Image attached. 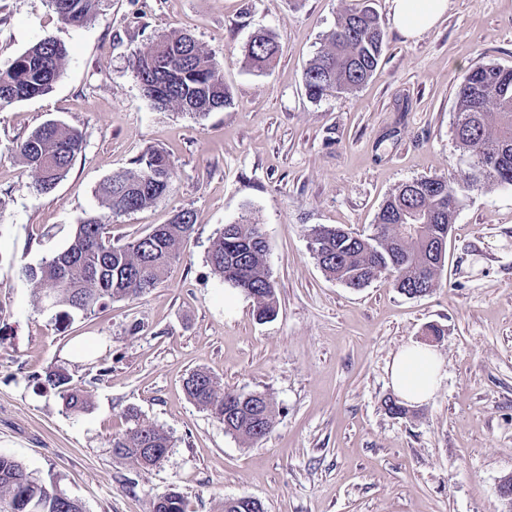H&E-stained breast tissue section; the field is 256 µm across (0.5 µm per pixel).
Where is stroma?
Returning <instances> with one entry per match:
<instances>
[{
  "label": "stroma",
  "mask_w": 512,
  "mask_h": 512,
  "mask_svg": "<svg viewBox=\"0 0 512 512\" xmlns=\"http://www.w3.org/2000/svg\"><path fill=\"white\" fill-rule=\"evenodd\" d=\"M372 6L385 30L375 74L340 98L310 101L303 71L343 6ZM276 34L273 67L248 68L258 30ZM194 36L224 75L231 106L199 118L146 98L133 56L159 37ZM67 49L48 94L0 110V453L78 499L85 512H151L182 495L186 512H223L231 497L265 512H504L512 473V188L469 192L434 293L410 298L381 278L352 289L329 279L307 230L369 233L399 184L453 176L455 93L473 68L512 66V0H448L430 30L404 37L391 0H98L80 27L50 0H0V67L41 37ZM79 130L85 149L48 194L12 151L47 121ZM155 148L174 164L156 204L112 218L124 243L190 209L192 238L163 283L92 314L38 304L22 275L63 250L76 224L100 213L97 190ZM261 224L279 301L259 322L253 303L206 262L218 229ZM446 377L395 419L388 366L427 325ZM60 368L89 407L66 412L35 377ZM205 370L227 389L269 394L280 409L261 442L225 434L186 396ZM166 430L158 466L114 457L125 414ZM152 512H186L181 494L175 490H167L155 495Z\"/></svg>",
  "instance_id": "1"
}]
</instances>
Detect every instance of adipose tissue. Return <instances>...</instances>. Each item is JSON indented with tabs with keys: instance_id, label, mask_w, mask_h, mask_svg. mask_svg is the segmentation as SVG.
I'll return each mask as SVG.
<instances>
[{
	"instance_id": "1",
	"label": "adipose tissue",
	"mask_w": 512,
	"mask_h": 512,
	"mask_svg": "<svg viewBox=\"0 0 512 512\" xmlns=\"http://www.w3.org/2000/svg\"><path fill=\"white\" fill-rule=\"evenodd\" d=\"M447 7V0H392L393 21L403 35L414 37L431 29ZM442 366L439 354L432 347L404 346L390 362V385L407 403L425 402L434 396L442 382Z\"/></svg>"
}]
</instances>
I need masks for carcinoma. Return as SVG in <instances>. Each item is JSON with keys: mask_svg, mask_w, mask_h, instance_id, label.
Listing matches in <instances>:
<instances>
[{"mask_svg": "<svg viewBox=\"0 0 512 512\" xmlns=\"http://www.w3.org/2000/svg\"><path fill=\"white\" fill-rule=\"evenodd\" d=\"M51 2L59 20L81 26L98 0ZM384 41L385 31L371 7L345 8L307 63L306 96L319 102L360 88L377 70ZM279 51L276 36L262 32L247 45L245 58L252 68L264 71ZM65 56L63 45L46 35L0 69V108L49 93ZM132 66L143 93L159 108L205 116L232 104L212 57L189 34L158 39L134 57ZM454 125L461 163L456 176L420 178L423 191L417 194L400 184L384 200L367 235L342 225L317 224L309 229V240L320 245V252L312 257L327 276L347 288H365L389 275L404 295L426 296L438 288L447 252L430 254L427 236L448 237L467 193L512 187V67L490 63L470 70L456 94ZM83 149L81 133L55 121L42 124L12 147L42 194L56 188ZM133 164L100 187L104 212L76 225L64 250L36 266L22 267L38 302L91 314L109 302L151 292L179 260L182 246L195 230L191 210L122 244L109 235L110 218L150 207L172 187L173 162L163 151L149 149ZM413 222L426 225L422 234L401 232V225ZM207 263L222 281L253 299L256 320L275 318L278 297L259 224L244 218L224 225L210 244ZM41 384L59 395L66 411L86 409L84 393L62 370L45 371ZM185 390L190 400L224 426L225 433L246 443L264 438L279 414L267 394L226 391L206 371L191 373ZM126 420V432L112 438L114 454L143 468L159 465L162 453L171 447L168 433L141 419L134 409L128 410ZM26 506L37 507V512H84L78 500L43 483L15 458L0 454V512H22ZM152 512H185L183 497L175 490L159 493Z\"/></svg>", "mask_w": 512, "mask_h": 512, "instance_id": "obj_1", "label": "carcinoma"}]
</instances>
